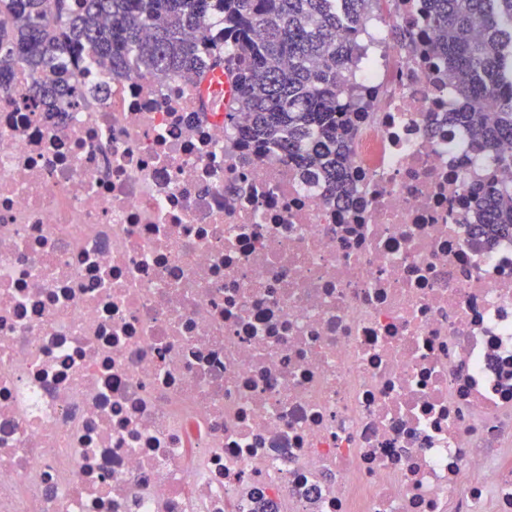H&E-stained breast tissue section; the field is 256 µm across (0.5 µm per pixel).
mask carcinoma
I'll use <instances>...</instances> for the list:
<instances>
[{"instance_id": "1", "label": "carcinoma", "mask_w": 512, "mask_h": 512, "mask_svg": "<svg viewBox=\"0 0 512 512\" xmlns=\"http://www.w3.org/2000/svg\"><path fill=\"white\" fill-rule=\"evenodd\" d=\"M430 49L457 98L448 126H462L474 155L492 162L469 191L472 235L512 237V0H426ZM381 0H0V55L36 77L39 111L84 99L57 70L59 54L88 52L114 78L161 79L221 66L234 84L224 124L238 139L294 162L349 194L346 162L355 127L339 96L356 67L355 45L336 29L372 18Z\"/></svg>"}]
</instances>
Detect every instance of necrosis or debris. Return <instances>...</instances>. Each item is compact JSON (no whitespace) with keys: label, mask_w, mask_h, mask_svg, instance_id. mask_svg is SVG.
<instances>
[{"label":"necrosis or debris","mask_w":512,"mask_h":512,"mask_svg":"<svg viewBox=\"0 0 512 512\" xmlns=\"http://www.w3.org/2000/svg\"><path fill=\"white\" fill-rule=\"evenodd\" d=\"M425 0L350 34L351 194L240 143L201 76L53 117L0 87V512H512V239ZM413 27L419 47L385 42Z\"/></svg>","instance_id":"necrosis-or-debris-1"}]
</instances>
